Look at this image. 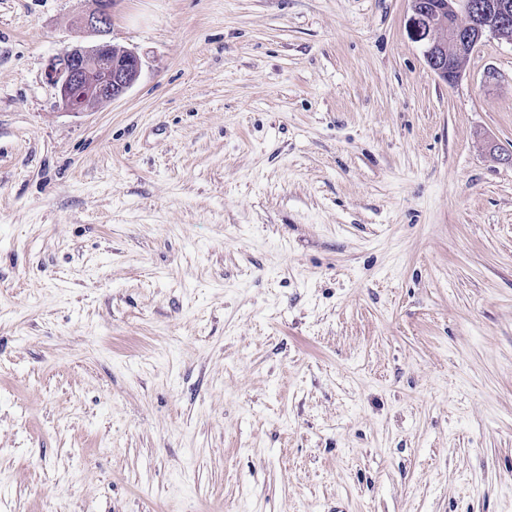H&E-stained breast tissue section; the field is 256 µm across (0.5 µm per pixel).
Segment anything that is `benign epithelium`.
<instances>
[{"instance_id": "1", "label": "benign epithelium", "mask_w": 512, "mask_h": 512, "mask_svg": "<svg viewBox=\"0 0 512 512\" xmlns=\"http://www.w3.org/2000/svg\"><path fill=\"white\" fill-rule=\"evenodd\" d=\"M81 25L96 33L112 26V0H99ZM410 28L429 68L450 84L462 75L463 55L490 34L512 44V0H411ZM139 56L108 41L66 48L45 68L46 83L63 110L79 114L94 103L122 97L137 82Z\"/></svg>"}]
</instances>
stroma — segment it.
<instances>
[{
    "label": "stroma",
    "mask_w": 512,
    "mask_h": 512,
    "mask_svg": "<svg viewBox=\"0 0 512 512\" xmlns=\"http://www.w3.org/2000/svg\"><path fill=\"white\" fill-rule=\"evenodd\" d=\"M0 0V512H512V44L410 0ZM99 2V8L81 18V25L93 32L105 33L112 26V0H99ZM409 21L429 68L450 84L462 75L463 54L487 34L512 44L510 0H411ZM140 71L141 61L134 51L103 40L92 47L60 51L48 61L44 77L59 106L79 114L96 102L122 97L137 82Z\"/></svg>",
    "instance_id": "stroma-1"
}]
</instances>
